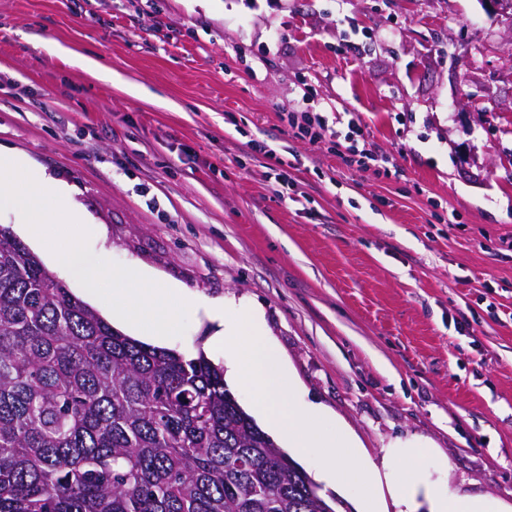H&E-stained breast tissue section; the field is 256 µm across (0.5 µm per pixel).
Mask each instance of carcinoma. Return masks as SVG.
<instances>
[{"label":"carcinoma","mask_w":512,"mask_h":512,"mask_svg":"<svg viewBox=\"0 0 512 512\" xmlns=\"http://www.w3.org/2000/svg\"><path fill=\"white\" fill-rule=\"evenodd\" d=\"M0 512H335L204 354L114 330L0 229Z\"/></svg>","instance_id":"carcinoma-1"}]
</instances>
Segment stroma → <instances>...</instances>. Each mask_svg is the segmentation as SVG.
I'll return each mask as SVG.
<instances>
[{"mask_svg": "<svg viewBox=\"0 0 512 512\" xmlns=\"http://www.w3.org/2000/svg\"><path fill=\"white\" fill-rule=\"evenodd\" d=\"M305 107L353 113L389 174L297 136ZM0 149L72 188L109 261L260 309L294 395L372 461L428 442L433 479L512 501V15L0 0Z\"/></svg>", "mask_w": 512, "mask_h": 512, "instance_id": "obj_1", "label": "stroma"}]
</instances>
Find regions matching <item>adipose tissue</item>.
Masks as SVG:
<instances>
[{
    "mask_svg": "<svg viewBox=\"0 0 512 512\" xmlns=\"http://www.w3.org/2000/svg\"><path fill=\"white\" fill-rule=\"evenodd\" d=\"M426 450L425 444L410 443L388 454L384 460L385 468L398 475L395 496L408 512H416L422 503L429 512H512V502L506 503L490 495L454 494L433 481L421 464Z\"/></svg>",
    "mask_w": 512,
    "mask_h": 512,
    "instance_id": "adipose-tissue-1",
    "label": "adipose tissue"
}]
</instances>
